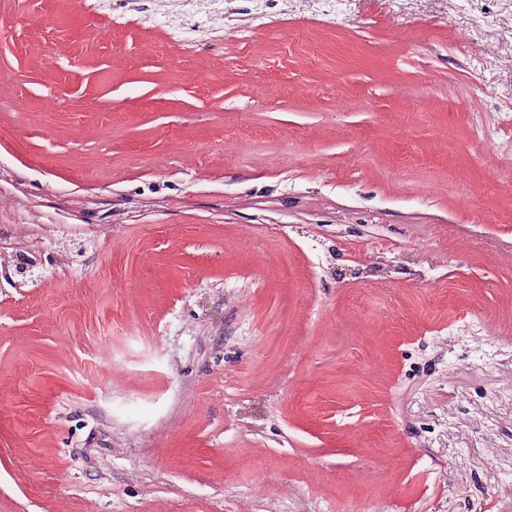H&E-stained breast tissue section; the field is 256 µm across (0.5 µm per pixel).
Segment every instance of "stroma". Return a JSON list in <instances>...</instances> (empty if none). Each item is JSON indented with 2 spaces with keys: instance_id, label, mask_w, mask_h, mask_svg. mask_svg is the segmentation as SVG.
<instances>
[{
  "instance_id": "stroma-1",
  "label": "stroma",
  "mask_w": 512,
  "mask_h": 512,
  "mask_svg": "<svg viewBox=\"0 0 512 512\" xmlns=\"http://www.w3.org/2000/svg\"><path fill=\"white\" fill-rule=\"evenodd\" d=\"M106 12L0 0V512H512V0ZM14 287L37 285L47 277V266L41 259L24 261L16 252L0 250V276Z\"/></svg>"
}]
</instances>
